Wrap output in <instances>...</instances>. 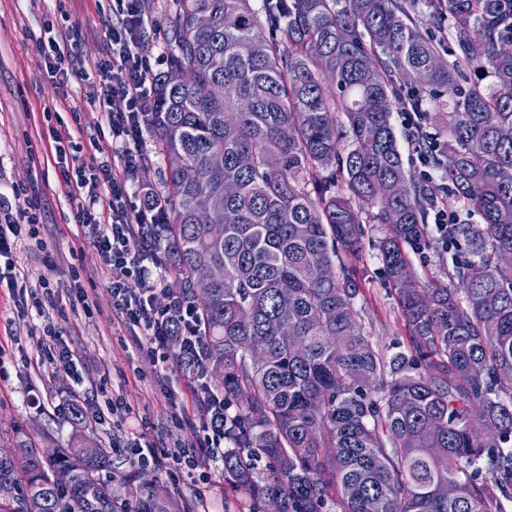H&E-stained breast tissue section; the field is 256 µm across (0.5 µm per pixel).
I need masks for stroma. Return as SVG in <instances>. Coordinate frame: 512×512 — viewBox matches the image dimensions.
<instances>
[{
    "label": "stroma",
    "instance_id": "35a3bbf8",
    "mask_svg": "<svg viewBox=\"0 0 512 512\" xmlns=\"http://www.w3.org/2000/svg\"><path fill=\"white\" fill-rule=\"evenodd\" d=\"M155 20L143 55L154 72L167 69L171 49V21L175 0H145ZM113 0H0V196L13 190H42V222L37 239L17 246L18 265L30 284L48 279L66 284L78 281L92 301L91 314L74 310L69 301L48 309L47 320L61 331L67 347L77 356L78 374L89 395L84 406L91 414V429L103 446L112 450L122 469H129V452L112 445V423L95 421L112 398H122L133 413L124 427L143 431L157 442L170 445L196 441L201 407L193 391V373L178 367L171 381L161 380L150 358L135 353L138 327L112 303L109 275L98 264L93 248L79 250L84 230L75 224L60 185L57 166L50 159L52 139L43 110L55 106L81 150L77 161L88 160L94 140L109 137L96 107L84 96L81 85L68 88L65 102H52L37 40L46 22L69 31L81 43L83 58L97 60L106 54L104 20L110 19ZM145 161L137 175L133 203H141L146 190L165 193L164 163L152 133L142 143ZM368 240L357 264L361 293L356 310L365 333L382 350H406L413 338L399 315L393 290L380 279V262L371 246L387 227L370 215L362 217ZM43 319V320H46ZM42 319L20 315L16 289L0 283V448L14 446L16 431H23L38 449L64 443L71 431L67 416L75 398L72 374L59 371L44 376L35 363L37 338L33 331ZM158 484L173 494L180 506L196 512L206 501L211 512H255L256 506L239 488L225 482L224 468L211 467L208 480L185 475H157Z\"/></svg>",
    "mask_w": 512,
    "mask_h": 512
}]
</instances>
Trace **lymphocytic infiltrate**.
Returning <instances> with one entry per match:
<instances>
[{"mask_svg":"<svg viewBox=\"0 0 512 512\" xmlns=\"http://www.w3.org/2000/svg\"><path fill=\"white\" fill-rule=\"evenodd\" d=\"M116 2L119 18L105 26L108 57L86 62L74 37L60 33L40 38L38 49L55 97L64 98L69 83L82 82L86 98L97 104L99 117L110 130L111 140L99 147L98 157L74 167L69 157L77 151V143L69 133L54 131L52 158L71 199L78 202L75 223L96 228L91 246L111 273L109 288L114 305L143 332L135 342L136 352L153 357L158 375L164 378L170 358L187 367L199 365L203 341L190 303L173 295L165 306L156 305L166 258L155 242V219L150 209L129 202L127 187L143 162L146 114L153 93L152 68L140 50L155 22L144 11V0ZM40 208V199L31 194L24 197L16 212L0 218V258L7 266L15 264L13 250L18 240L36 236ZM174 335L179 342L172 356L167 348ZM37 350L50 371L76 372L74 356L54 324H44ZM195 380V389L202 393L204 402L203 440L190 446L161 448L141 434L130 443L131 463L175 475L198 469L204 462L223 460L224 399L207 390L204 374H197Z\"/></svg>","mask_w":512,"mask_h":512,"instance_id":"obj_1","label":"lymphocytic infiltrate"}]
</instances>
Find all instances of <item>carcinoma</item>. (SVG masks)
<instances>
[{"mask_svg":"<svg viewBox=\"0 0 512 512\" xmlns=\"http://www.w3.org/2000/svg\"><path fill=\"white\" fill-rule=\"evenodd\" d=\"M172 39L147 115L167 192L150 203L224 389V479L280 512L330 499L336 512H492L512 499V0H176ZM402 84L438 186L405 167ZM441 192L481 219L448 224L452 288L412 264L438 249L428 214ZM374 208L408 352H383L355 309ZM215 210L235 215L220 238ZM213 265L224 278L199 297ZM69 423L49 456L19 434L0 454L15 488L0 512H181L153 480L118 495L80 405Z\"/></svg>","mask_w":512,"mask_h":512,"instance_id":"cac0c4a2","label":"carcinoma"}]
</instances>
